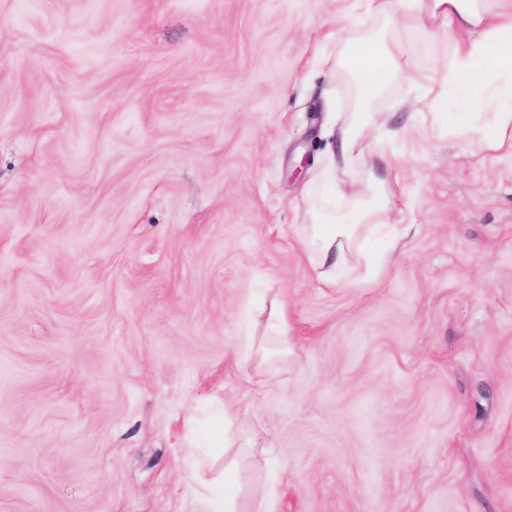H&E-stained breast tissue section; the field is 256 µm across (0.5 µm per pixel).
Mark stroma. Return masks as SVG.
Segmentation results:
<instances>
[{
	"label": "stroma",
	"mask_w": 512,
	"mask_h": 512,
	"mask_svg": "<svg viewBox=\"0 0 512 512\" xmlns=\"http://www.w3.org/2000/svg\"><path fill=\"white\" fill-rule=\"evenodd\" d=\"M354 2L0 0V512H198L216 403L276 460L240 512H512V156L426 92L443 30L403 20L381 104L410 234L303 256ZM274 297L292 354L242 359ZM411 229V225L405 224L400 230L398 240L405 238ZM398 240L384 246L380 245L379 240H373L374 245L376 246V254L367 263L368 275L376 273L390 262L392 254L397 247Z\"/></svg>",
	"instance_id": "obj_1"
}]
</instances>
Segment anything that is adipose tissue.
I'll use <instances>...</instances> for the list:
<instances>
[{
	"instance_id": "ef3b65f1",
	"label": "adipose tissue",
	"mask_w": 512,
	"mask_h": 512,
	"mask_svg": "<svg viewBox=\"0 0 512 512\" xmlns=\"http://www.w3.org/2000/svg\"><path fill=\"white\" fill-rule=\"evenodd\" d=\"M365 12L377 19L376 30L348 41L337 61L348 78L354 110L336 127L328 145V162L317 181L307 189L310 222L301 241L315 278L323 285L355 269L354 259L364 253L363 231L370 224L392 219L401 189L376 173L358 175L357 159L374 153L381 167L391 160L381 133L386 119L375 105L394 82L409 77L403 44L397 37L403 13L416 10L420 23L438 22L456 44L451 71L435 70L433 81L441 93L464 105L483 106L482 143L492 152L512 153V0H501L492 24H485L481 0H365ZM264 335L247 330L242 338L244 355L269 360L288 354L286 307L271 299ZM216 447L226 456L219 476L197 482L195 495L201 512H238L240 488L235 476L240 467L268 463L265 449L248 433L228 434L223 421L211 432Z\"/></svg>"
}]
</instances>
